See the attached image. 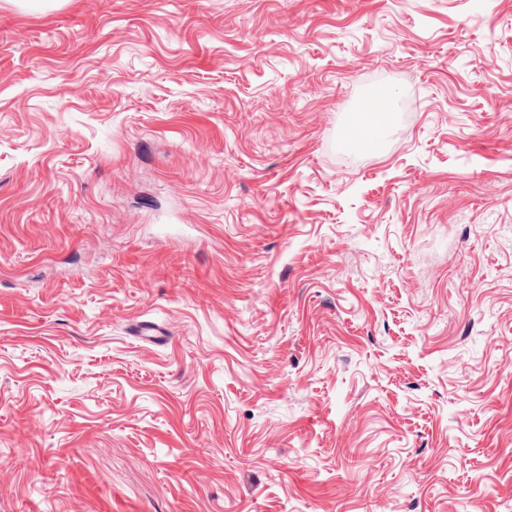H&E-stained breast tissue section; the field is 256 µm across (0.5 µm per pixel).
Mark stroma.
<instances>
[{
  "instance_id": "obj_1",
  "label": "stroma",
  "mask_w": 512,
  "mask_h": 512,
  "mask_svg": "<svg viewBox=\"0 0 512 512\" xmlns=\"http://www.w3.org/2000/svg\"><path fill=\"white\" fill-rule=\"evenodd\" d=\"M0 512H512V0H0Z\"/></svg>"
}]
</instances>
